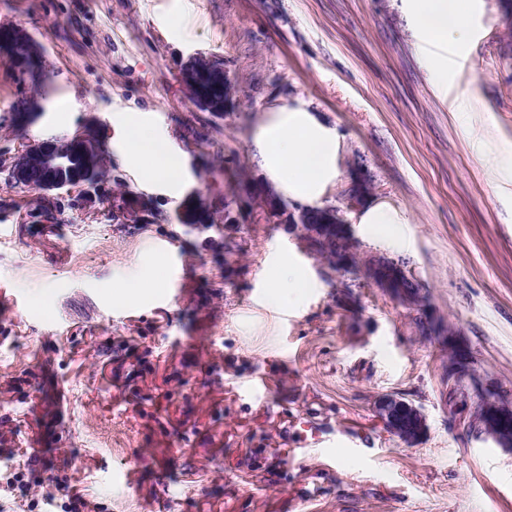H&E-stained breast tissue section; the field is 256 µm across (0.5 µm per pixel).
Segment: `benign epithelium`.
I'll return each mask as SVG.
<instances>
[{
  "label": "benign epithelium",
  "instance_id": "1",
  "mask_svg": "<svg viewBox=\"0 0 512 512\" xmlns=\"http://www.w3.org/2000/svg\"><path fill=\"white\" fill-rule=\"evenodd\" d=\"M0 43L7 48L21 46L25 55L17 60L24 69L35 70L40 66L41 52L37 44L22 28L0 26ZM183 79L191 96L205 102L202 90L206 83L224 82V106H229L235 96V86L224 72V65L210 57L198 56L183 71ZM37 99L24 101L16 113L17 126L24 129L38 113ZM102 143L89 129L57 141L46 140L28 144L8 157L3 166L7 180L12 184H35L41 191H56L88 185V178L99 172L98 161ZM81 161V175L67 180L63 172L71 168V161ZM183 222L198 223L202 215L197 199L189 197L182 205ZM323 223L315 224L306 236L317 242L336 241L339 248L333 262L344 268L352 264L354 241L350 224L335 208H322ZM363 277L390 292L402 303L411 305L420 301L419 283L411 279L403 264L383 255H371L359 263ZM375 416L383 429L407 444L418 442L426 432V418L413 404L394 394H384L374 402ZM485 432L503 448H512V409L494 399L485 398L478 406Z\"/></svg>",
  "mask_w": 512,
  "mask_h": 512
}]
</instances>
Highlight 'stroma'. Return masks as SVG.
Here are the masks:
<instances>
[{
  "label": "stroma",
  "mask_w": 512,
  "mask_h": 512,
  "mask_svg": "<svg viewBox=\"0 0 512 512\" xmlns=\"http://www.w3.org/2000/svg\"><path fill=\"white\" fill-rule=\"evenodd\" d=\"M1 24L37 42L46 81L0 54V162L91 128L107 169L50 193L0 173V512H60L45 499L66 481L93 512H512V450L471 426L483 396L512 404V0H474L461 53L424 38L412 0H0ZM197 55L223 62L229 111L194 105ZM298 102L340 141L320 206L405 265L420 311L235 191L242 168L270 186L255 135ZM128 123L180 160L177 184H145ZM360 175L373 190L351 211ZM193 192L211 224L181 222ZM379 204L395 223H361ZM289 270L292 297L274 287ZM389 393L425 414L417 443L377 422ZM301 417L333 457L297 447Z\"/></svg>",
  "instance_id": "obj_1"
}]
</instances>
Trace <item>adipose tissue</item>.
I'll return each mask as SVG.
<instances>
[{
	"label": "adipose tissue",
	"mask_w": 512,
	"mask_h": 512,
	"mask_svg": "<svg viewBox=\"0 0 512 512\" xmlns=\"http://www.w3.org/2000/svg\"><path fill=\"white\" fill-rule=\"evenodd\" d=\"M473 0H416L415 11L423 36L432 42L466 46L465 20ZM129 155L149 158L146 181L177 182L179 163L141 125L123 133ZM264 168L279 189L308 206H316L324 186L337 173L340 143L312 114L306 103L282 108L278 119L261 127L256 142Z\"/></svg>",
	"instance_id": "obj_1"
}]
</instances>
